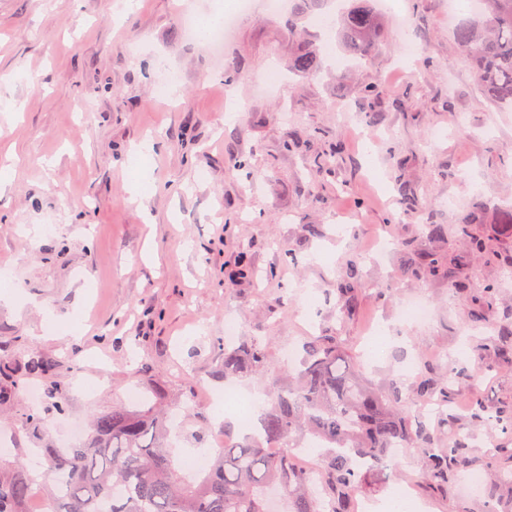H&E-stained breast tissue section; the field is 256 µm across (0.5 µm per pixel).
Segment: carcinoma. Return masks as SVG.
<instances>
[{
	"label": "carcinoma",
	"mask_w": 512,
	"mask_h": 512,
	"mask_svg": "<svg viewBox=\"0 0 512 512\" xmlns=\"http://www.w3.org/2000/svg\"><path fill=\"white\" fill-rule=\"evenodd\" d=\"M469 16L454 28L456 50L475 70L480 90L501 111H512V0H483L466 6ZM378 19L368 0H351L342 14L339 35L354 56L366 58L373 47ZM304 73L317 71V54L311 50L295 59ZM501 236L512 238V207L497 211ZM456 235L466 249L450 253L446 224L421 225V238L401 243L405 254L403 275L411 280H442L471 294L474 323L492 321L497 283L472 287L460 279L472 258H499L493 240L472 232L469 224L456 225ZM361 258L353 257L336 281L338 324L352 320L358 307ZM484 348L504 363H512V325L499 327ZM265 363L261 342L224 343V378L255 371ZM454 389L448 376L427 373L414 392L402 395L394 386L381 391L364 379L354 356L335 334L309 337L303 345L302 369L295 383H270L267 405L256 432L238 441L227 439L215 452L209 476L198 484L185 482L166 452V439L178 404L145 409L116 407L93 420L86 441L69 448L43 449L47 512H272L266 495L282 492L287 512H321L308 474L293 461V448L302 433L325 442L330 454L319 467L321 487L330 499L331 512H350L349 495L361 477L359 461L367 467L385 468L393 448L416 447L426 458L425 477L435 486L453 482L457 474L478 465L495 471L499 456L476 458L470 451L472 428L492 423L512 429V404L489 405L477 398L467 423L444 412L440 426L432 429L411 411L429 400L450 406ZM282 449L273 456L269 449ZM37 478L26 467L0 475V512H24Z\"/></svg>",
	"instance_id": "obj_1"
}]
</instances>
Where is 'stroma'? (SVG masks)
<instances>
[{
    "mask_svg": "<svg viewBox=\"0 0 512 512\" xmlns=\"http://www.w3.org/2000/svg\"><path fill=\"white\" fill-rule=\"evenodd\" d=\"M217 1L135 0L124 12L118 0H0V276L11 283L0 413L12 424L0 433L2 473L63 442L62 418L24 429L35 406L15 382L30 356L53 365L33 386L62 393L81 424L131 395H165L190 407L195 432L222 425L237 438L234 412L215 419L225 318L265 349L264 368L232 381L263 404L268 381L288 383L298 368L287 350L335 330L336 280L376 233L399 242L477 209L478 231L491 235L496 210L512 206V112L497 111L453 49L463 0H396L360 61L330 26L338 0L304 14L294 0L276 13L253 0L214 57L186 19ZM311 49L313 75L293 66ZM166 72L177 77L169 101L154 92ZM148 136L158 147L146 180L128 156ZM499 250L470 267L473 282H497L498 320L512 313V239ZM415 298L431 305L428 322L401 319ZM358 307L344 334L373 383L409 392L429 368L484 365L481 389L455 388L456 415L478 393L512 400V365L481 346L494 328H469L470 300L448 284L404 278L401 251L366 263ZM424 466L407 448L398 479L366 473L353 512H391L402 489L418 512L512 505V493L491 498L461 479L429 485Z\"/></svg>",
    "mask_w": 512,
    "mask_h": 512,
    "instance_id": "35a3bbf8",
    "label": "stroma"
}]
</instances>
